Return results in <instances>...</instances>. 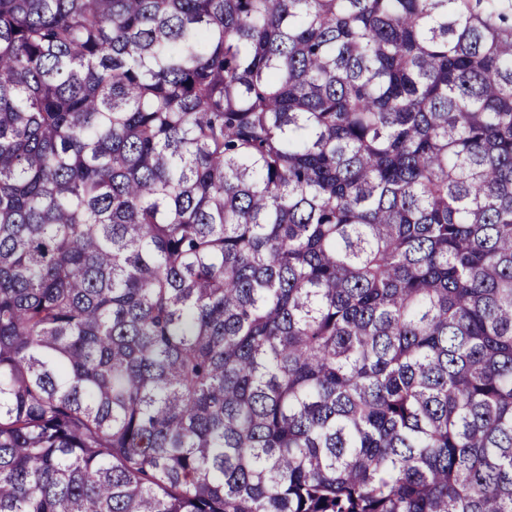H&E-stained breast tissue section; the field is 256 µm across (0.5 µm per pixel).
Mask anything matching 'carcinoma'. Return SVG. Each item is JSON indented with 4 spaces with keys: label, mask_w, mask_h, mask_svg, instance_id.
Returning <instances> with one entry per match:
<instances>
[{
    "label": "carcinoma",
    "mask_w": 512,
    "mask_h": 512,
    "mask_svg": "<svg viewBox=\"0 0 512 512\" xmlns=\"http://www.w3.org/2000/svg\"><path fill=\"white\" fill-rule=\"evenodd\" d=\"M0 512H512V3L0 0Z\"/></svg>",
    "instance_id": "obj_1"
}]
</instances>
